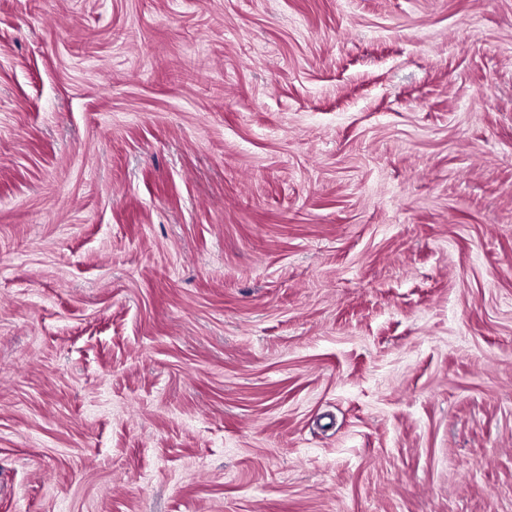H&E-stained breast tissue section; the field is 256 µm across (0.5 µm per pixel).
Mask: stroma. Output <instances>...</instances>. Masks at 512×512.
I'll return each mask as SVG.
<instances>
[{"label":"stroma","mask_w":512,"mask_h":512,"mask_svg":"<svg viewBox=\"0 0 512 512\" xmlns=\"http://www.w3.org/2000/svg\"><path fill=\"white\" fill-rule=\"evenodd\" d=\"M0 512H512V0H0Z\"/></svg>","instance_id":"obj_1"}]
</instances>
